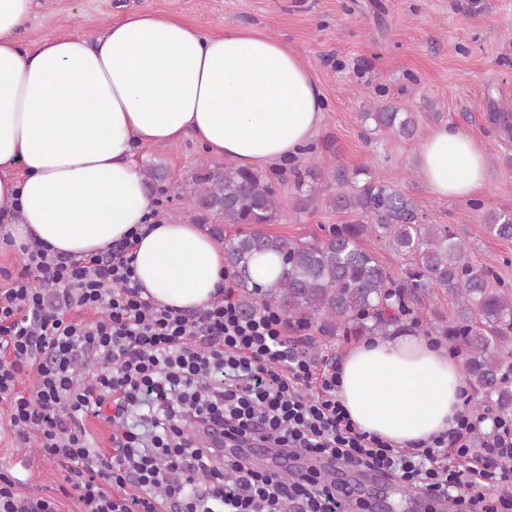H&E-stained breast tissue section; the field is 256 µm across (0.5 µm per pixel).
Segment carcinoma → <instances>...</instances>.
Returning <instances> with one entry per match:
<instances>
[{
	"instance_id": "cac0c4a2",
	"label": "carcinoma",
	"mask_w": 512,
	"mask_h": 512,
	"mask_svg": "<svg viewBox=\"0 0 512 512\" xmlns=\"http://www.w3.org/2000/svg\"><path fill=\"white\" fill-rule=\"evenodd\" d=\"M376 131H391L411 139L415 113L397 104H383L363 113ZM490 120L506 137L512 136V113L494 112ZM339 166L334 186L321 190L316 176L295 170L297 206L305 210L319 194L353 219L312 241L289 240L257 230L275 221L279 199L261 172L203 165L194 176L198 211L218 214L226 224L248 226L224 240V263L235 276L237 302L243 316L263 303L276 309L288 324L317 320L326 336H391L402 316L424 318L457 344L464 357L465 376L496 414L512 416V289L496 288L495 270L470 261L463 241L441 224L419 221L413 200L384 181L357 177ZM490 234L512 239V214L486 217ZM379 232L395 252L414 260L405 278L395 282L379 258L362 241ZM274 255L280 270L267 286L253 279L254 261ZM448 292L453 307L444 312L431 306L433 294Z\"/></svg>"
}]
</instances>
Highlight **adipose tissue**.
Masks as SVG:
<instances>
[{"mask_svg":"<svg viewBox=\"0 0 512 512\" xmlns=\"http://www.w3.org/2000/svg\"><path fill=\"white\" fill-rule=\"evenodd\" d=\"M31 8L0 0V210L18 213L5 232L79 256L138 231L133 266L146 296L187 312L210 307L223 249L197 225H151L132 157L187 135L245 169L293 157L321 119L309 70L259 32L205 35L153 13H130L92 42L59 33L27 52L14 35ZM418 162L442 198L487 180L483 148L450 123L421 142ZM463 388L459 361L411 330L349 349L337 396L359 428L408 449L455 427Z\"/></svg>","mask_w":512,"mask_h":512,"instance_id":"adipose-tissue-1","label":"adipose tissue"}]
</instances>
